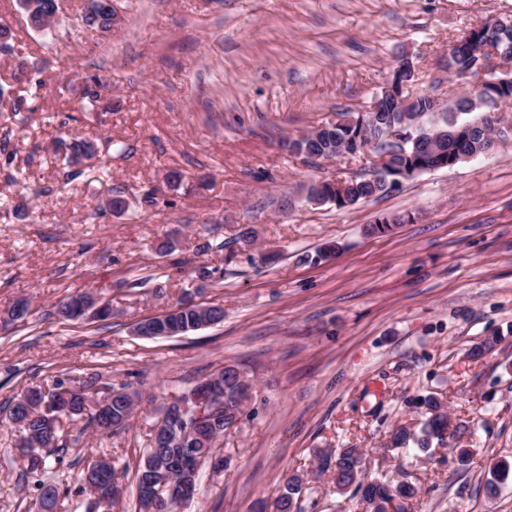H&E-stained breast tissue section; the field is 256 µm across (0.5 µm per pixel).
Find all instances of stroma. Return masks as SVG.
<instances>
[{
    "mask_svg": "<svg viewBox=\"0 0 512 512\" xmlns=\"http://www.w3.org/2000/svg\"><path fill=\"white\" fill-rule=\"evenodd\" d=\"M89 4L61 0L44 36L17 0H0L13 35L0 84L31 108L18 125L0 102V313L30 302L24 321L0 328V512L35 510L7 416L26 387L92 378L100 393L124 384L159 406L228 363L253 377L255 413L219 441L223 471L202 464L178 512H258L294 472L306 477L302 512H364L317 469L316 451L343 448L416 484L406 512H512L511 481L494 496L484 487L491 459L512 461V142L345 208L311 204L307 189L371 173V154L312 160L287 145L368 109L404 55L416 90L447 98L449 44L512 14V0H114L106 34L87 22ZM22 63L34 72L20 81ZM92 75L111 111L86 96ZM73 134L97 141L101 181H64ZM172 170L184 175L176 188ZM114 196L124 214L108 210ZM384 216L401 222L367 234ZM245 225L259 235L246 251L234 240ZM170 237L179 250L159 254ZM205 239L218 251L197 253ZM329 244L338 253L321 258ZM201 263L218 274L200 300L223 306V321L134 334L193 288ZM85 292L111 304L108 327L57 320L58 301ZM491 336L497 346L471 359ZM429 393L448 405L445 441L388 450L392 427L419 429ZM151 423L144 413L103 437L64 420L46 474L78 486L105 454L121 474L117 512H136Z\"/></svg>",
    "mask_w": 512,
    "mask_h": 512,
    "instance_id": "obj_1",
    "label": "stroma"
}]
</instances>
